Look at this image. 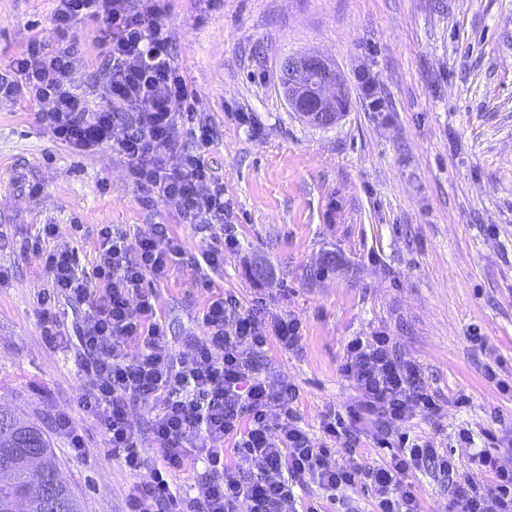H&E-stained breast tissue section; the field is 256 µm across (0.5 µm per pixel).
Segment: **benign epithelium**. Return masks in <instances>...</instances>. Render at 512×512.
<instances>
[{"label": "benign epithelium", "instance_id": "obj_1", "mask_svg": "<svg viewBox=\"0 0 512 512\" xmlns=\"http://www.w3.org/2000/svg\"><path fill=\"white\" fill-rule=\"evenodd\" d=\"M280 73L288 87V94L302 90L306 78H311V88L318 100L315 123L325 126L328 121L326 115L334 111L335 100L341 97L339 73L324 58L317 55H291L283 58L280 64Z\"/></svg>", "mask_w": 512, "mask_h": 512}]
</instances>
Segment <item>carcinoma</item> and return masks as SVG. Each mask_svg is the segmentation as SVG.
<instances>
[{"mask_svg": "<svg viewBox=\"0 0 512 512\" xmlns=\"http://www.w3.org/2000/svg\"><path fill=\"white\" fill-rule=\"evenodd\" d=\"M0 512H81L42 427L2 411Z\"/></svg>", "mask_w": 512, "mask_h": 512, "instance_id": "carcinoma-1", "label": "carcinoma"}]
</instances>
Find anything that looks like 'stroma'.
I'll use <instances>...</instances> for the list:
<instances>
[{
	"label": "stroma",
	"mask_w": 512,
	"mask_h": 512,
	"mask_svg": "<svg viewBox=\"0 0 512 512\" xmlns=\"http://www.w3.org/2000/svg\"><path fill=\"white\" fill-rule=\"evenodd\" d=\"M54 6L0 0L1 64L32 40L59 41ZM162 21L195 112L211 118L204 157L224 184L223 226L143 207L111 147L76 153L12 98H0V225L20 236L55 225L51 247L85 266L103 224L166 225L195 257L231 231L238 246L223 265L183 262L152 284L163 346L188 354L186 335H203L199 313L221 297L269 320L294 313L298 349L272 337L255 361L296 388L314 432L327 409L359 403L342 372L347 341L385 333L439 404L416 413L412 430L451 451L462 480L489 486L474 450L512 468V391L500 388L512 384V0H165ZM304 54L341 76L347 108L333 126L308 124L284 95L280 61ZM366 73L385 111H370ZM0 268V410L43 426L83 512H126L132 478L103 456L95 420L76 406L88 379L72 347L39 331L37 299L51 287L41 255L2 247ZM61 413L82 452L58 429ZM463 427L472 444L458 441ZM350 430L359 465L387 459L373 417Z\"/></svg>",
	"instance_id": "1"
}]
</instances>
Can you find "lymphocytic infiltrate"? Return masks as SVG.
Wrapping results in <instances>:
<instances>
[{"instance_id":"f902f5d3","label":"lymphocytic infiltrate","mask_w":512,"mask_h":512,"mask_svg":"<svg viewBox=\"0 0 512 512\" xmlns=\"http://www.w3.org/2000/svg\"><path fill=\"white\" fill-rule=\"evenodd\" d=\"M158 0H56L51 24L69 31L75 20L101 21L107 62L87 88L74 76L84 65L76 42L55 46L30 42L0 72V97H20L38 107L37 119L59 143L79 153L111 145L126 160L144 207L164 202L184 224L224 221V188L216 183L199 150L212 141L207 117L191 111L195 91L169 49ZM188 126L178 128V110ZM126 132L113 139L116 123ZM193 141L197 151L186 148ZM179 165H171L172 157ZM55 225L25 239L20 253L42 255L53 291L44 296L40 331L50 343L76 338V360L89 383L76 404L90 414L104 440L105 455L119 460L135 481L127 512H317L295 494L310 481L337 497L364 484L372 492L371 512H422L409 481L427 471L450 480L453 512H512V470H497L490 488L480 492L456 480L457 466L431 441L410 438L403 427L415 408L438 405L420 380L415 363L396 356L389 336L354 337L346 344L342 370L357 388L358 411L376 417L379 447L391 448L378 467L354 461L356 444L344 416L331 411L320 420V437L300 424L292 404L296 390L261 378L253 355L269 337L285 349L301 340L302 323L293 314L266 321L254 311L239 312L234 297L203 308L205 336H190L191 352L175 356L161 345L165 328L146 280L168 277L185 251L162 224L134 232L98 230L91 266L75 251L49 248ZM81 314L65 331L53 299ZM144 405L152 413L157 458L147 463L130 416ZM250 457L253 471L235 472L224 458L225 441ZM346 462H339V455ZM202 462L191 493L181 494L173 479L186 460Z\"/></svg>"}]
</instances>
